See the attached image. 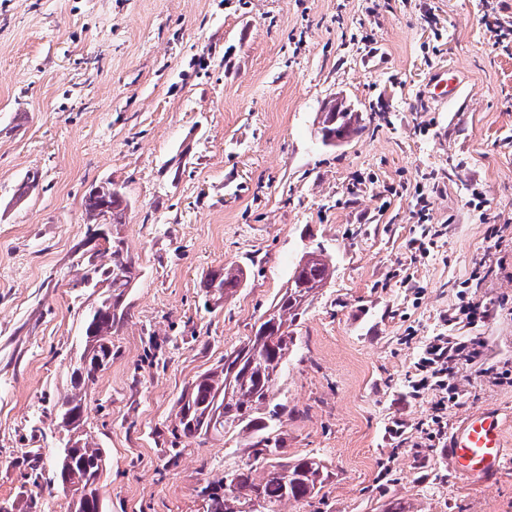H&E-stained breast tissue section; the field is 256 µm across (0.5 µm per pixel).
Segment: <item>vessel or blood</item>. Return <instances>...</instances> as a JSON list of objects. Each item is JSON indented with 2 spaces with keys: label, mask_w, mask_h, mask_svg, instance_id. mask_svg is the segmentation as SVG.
<instances>
[{
  "label": "vessel or blood",
  "mask_w": 512,
  "mask_h": 512,
  "mask_svg": "<svg viewBox=\"0 0 512 512\" xmlns=\"http://www.w3.org/2000/svg\"><path fill=\"white\" fill-rule=\"evenodd\" d=\"M504 455L502 424L490 410L470 415L453 436L448 463L473 490H482L497 474Z\"/></svg>",
  "instance_id": "obj_1"
}]
</instances>
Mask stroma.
Returning <instances> with one entry per match:
<instances>
[{"mask_svg":"<svg viewBox=\"0 0 512 512\" xmlns=\"http://www.w3.org/2000/svg\"><path fill=\"white\" fill-rule=\"evenodd\" d=\"M442 71L454 92L430 97ZM339 100L364 128L326 146ZM108 181L139 276L87 390L105 512H203L198 488L247 460L215 435L171 459L167 428L319 246L334 273L276 400L289 453L328 478L282 512H512V0H0V501L16 512L68 509L53 405L97 298L76 285L102 229L84 199ZM227 263L248 277L217 304L201 283ZM472 300L489 317L455 322ZM443 332L480 355L431 440L435 393L411 382ZM487 409L506 452L475 492L448 448Z\"/></svg>","mask_w":512,"mask_h":512,"instance_id":"35a3bbf8","label":"stroma"}]
</instances>
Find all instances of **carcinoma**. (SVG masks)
<instances>
[{"instance_id":"carcinoma-1","label":"carcinoma","mask_w":512,"mask_h":512,"mask_svg":"<svg viewBox=\"0 0 512 512\" xmlns=\"http://www.w3.org/2000/svg\"><path fill=\"white\" fill-rule=\"evenodd\" d=\"M357 124L358 121L350 120L341 112L328 111L324 113L320 130L333 139L341 131L353 135L358 130ZM126 207L123 196H112V207L105 212L112 227L125 223ZM112 241L114 244L103 249L111 256L110 262L94 265L83 277L85 281L107 284V290L84 319L85 326L99 333L109 332L113 325L110 318L98 314V309L123 305L130 282L139 276L135 263L124 255V248L115 245L123 239L114 235ZM315 253L318 258L301 267L297 280L280 290L273 305L278 331L275 339H269L258 327L241 343V350L264 356L263 363L252 368L246 361L240 365L234 360L226 361L221 369L202 374L203 381L195 385L190 399L178 400V411L170 430L172 458L181 454L183 442L198 437L196 426L211 407L220 409L222 418L219 425L213 426V431L223 433L226 443L235 441L252 448L247 462L232 467V487L226 489L223 481L217 480L201 489L206 512H247L249 502L254 499L268 503L273 512H281L282 505L288 502L300 503L318 496L326 481L327 467L319 457L308 454L281 457L286 448L280 431L285 405L275 402L277 381L295 346V327L332 275L331 256L320 247ZM246 276V269L231 263L211 272L203 281V288L216 289L215 297L221 300L234 294ZM110 365L112 360L109 359L102 365L91 361L80 368L77 377L71 380L73 392L58 401V405H66L79 413L87 409L88 387L94 384L98 373ZM106 467V450L85 437L78 447L69 449V471L92 491L99 490Z\"/></svg>"}]
</instances>
